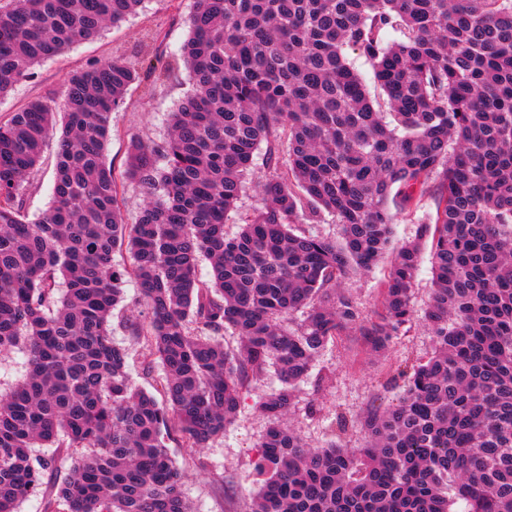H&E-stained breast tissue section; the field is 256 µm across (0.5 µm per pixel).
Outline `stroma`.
Wrapping results in <instances>:
<instances>
[{
  "label": "stroma",
  "mask_w": 512,
  "mask_h": 512,
  "mask_svg": "<svg viewBox=\"0 0 512 512\" xmlns=\"http://www.w3.org/2000/svg\"><path fill=\"white\" fill-rule=\"evenodd\" d=\"M192 8L193 0H181L176 6L170 0H143L125 21L33 66L26 78L0 96V120L31 99L61 98L70 74L93 62L117 57L139 63L140 80L131 86L125 104L111 117L107 159L116 172H123L132 140L159 143L167 137L168 114L188 87L181 49L188 35L185 18ZM55 152V145H48L41 165L29 179V219H36L51 201ZM136 295L134 282H127L125 300L114 312L112 339L128 350L131 377L146 388L151 381L143 374V348L121 325L122 320L140 314V307L133 304ZM432 346V336L420 324L378 354L371 353L358 336L337 339L317 363L318 368L326 369L327 379L318 389L309 381L300 384L294 405L283 419L284 426L295 428L313 447L333 441L358 447L362 413L374 401L385 406L396 403L406 373ZM266 389V382L261 381L243 392L238 416L224 436L193 451L170 446L182 473V491L194 512H250L258 489L254 469L258 445L270 425L258 409Z\"/></svg>",
  "instance_id": "obj_1"
}]
</instances>
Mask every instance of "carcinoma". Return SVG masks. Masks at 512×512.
I'll return each mask as SVG.
<instances>
[{"mask_svg":"<svg viewBox=\"0 0 512 512\" xmlns=\"http://www.w3.org/2000/svg\"><path fill=\"white\" fill-rule=\"evenodd\" d=\"M141 3H0V96ZM188 24L168 138L131 144L125 177L149 191L134 223L105 155L134 64L94 62L62 104L0 122V355L27 358L0 391V512L40 493L44 512H192L169 443L224 435L270 371L253 512H512V0H194ZM53 137V198L30 220L27 179ZM261 150L260 204L228 238ZM425 197L435 211L395 242ZM327 215L338 241L300 228ZM428 241L430 356L397 405L366 408L361 447L308 446L278 424L297 386L337 337L378 353L412 323ZM122 246L130 267L112 261ZM388 255L365 315L342 282ZM129 278L144 315L127 328L146 374L162 371L152 392L112 342ZM434 211L433 200L429 197L423 198L412 209H407L398 216V223L395 225V239L398 241L411 240L415 237L416 229L418 227L417 220L425 213Z\"/></svg>","mask_w":512,"mask_h":512,"instance_id":"obj_1","label":"carcinoma"}]
</instances>
